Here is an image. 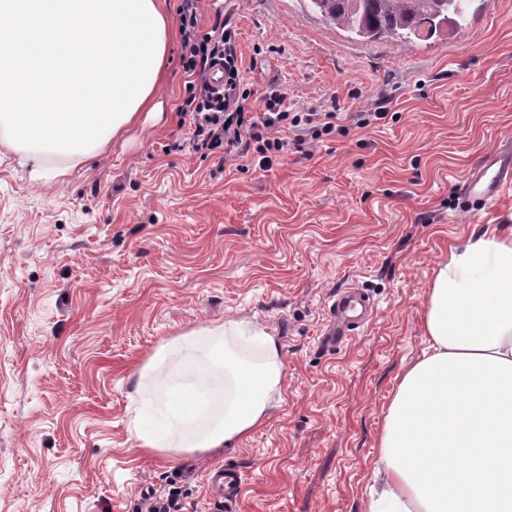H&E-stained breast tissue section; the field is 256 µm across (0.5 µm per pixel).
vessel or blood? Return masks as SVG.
<instances>
[{
	"label": "vessel or blood",
	"mask_w": 512,
	"mask_h": 512,
	"mask_svg": "<svg viewBox=\"0 0 512 512\" xmlns=\"http://www.w3.org/2000/svg\"><path fill=\"white\" fill-rule=\"evenodd\" d=\"M512 187V140L502 141L492 152L483 156L470 170L463 185L468 203L486 208L497 203L506 189ZM370 297L363 292L349 291L332 303L330 320L323 332L322 344L333 348L350 336L357 322L356 305H369Z\"/></svg>",
	"instance_id": "b4317fda"
}]
</instances>
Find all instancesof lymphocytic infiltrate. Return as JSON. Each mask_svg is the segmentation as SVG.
I'll list each match as a JSON object with an SVG mask.
<instances>
[{
	"label": "lymphocytic infiltrate",
	"instance_id": "obj_1",
	"mask_svg": "<svg viewBox=\"0 0 512 512\" xmlns=\"http://www.w3.org/2000/svg\"><path fill=\"white\" fill-rule=\"evenodd\" d=\"M202 0H179L177 14L181 33V62L190 76L189 95L183 112L188 136L177 143V150L189 149L206 155L226 147L235 148L239 157L268 170L288 150L286 131L298 137L311 129L332 132L336 113L291 112L285 109L284 92L272 91L264 99L262 111H250L240 91V61L237 46L222 20H215L208 31H201ZM224 69V84L216 86L213 70Z\"/></svg>",
	"mask_w": 512,
	"mask_h": 512
}]
</instances>
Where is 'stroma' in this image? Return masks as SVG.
I'll return each mask as SVG.
<instances>
[{"mask_svg":"<svg viewBox=\"0 0 512 512\" xmlns=\"http://www.w3.org/2000/svg\"><path fill=\"white\" fill-rule=\"evenodd\" d=\"M242 54L261 111L371 112L289 148L272 169L168 151L184 139L187 77L173 38L160 109L91 165L33 184L0 144V512H218L215 472L243 475L239 512H359L403 364L427 347L426 290L448 246L503 224L512 190L465 206L462 181L512 136V0H468L428 41H358L308 0H207ZM375 314L319 346L338 292ZM253 318L282 344L279 413L234 447L147 455L127 393L155 348Z\"/></svg>","mask_w":512,"mask_h":512,"instance_id":"stroma-1","label":"stroma"}]
</instances>
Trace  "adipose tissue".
I'll return each instance as SVG.
<instances>
[{
	"label": "adipose tissue",
	"instance_id": "adipose-tissue-1",
	"mask_svg": "<svg viewBox=\"0 0 512 512\" xmlns=\"http://www.w3.org/2000/svg\"><path fill=\"white\" fill-rule=\"evenodd\" d=\"M428 346L403 365L361 512H512V224L459 236L426 291ZM282 346L230 318L161 343L128 393V431L156 454H206L280 410Z\"/></svg>",
	"mask_w": 512,
	"mask_h": 512
}]
</instances>
